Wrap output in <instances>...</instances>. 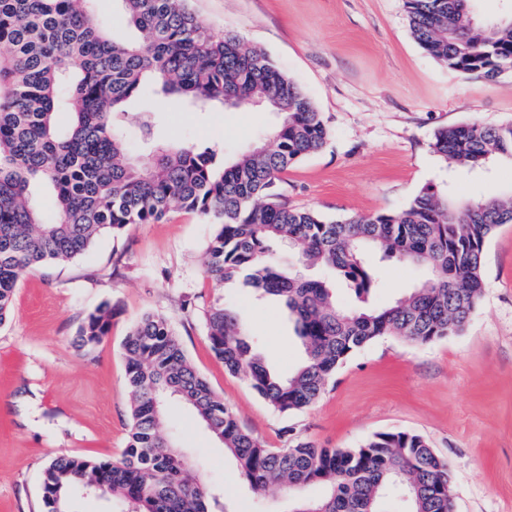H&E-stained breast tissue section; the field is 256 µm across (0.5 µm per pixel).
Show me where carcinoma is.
<instances>
[{
	"instance_id": "obj_1",
	"label": "carcinoma",
	"mask_w": 512,
	"mask_h": 512,
	"mask_svg": "<svg viewBox=\"0 0 512 512\" xmlns=\"http://www.w3.org/2000/svg\"><path fill=\"white\" fill-rule=\"evenodd\" d=\"M93 0H0V325L10 317L22 275L42 263H69L100 234L161 221L170 205L212 220L206 277L243 284L284 303L305 358L291 375L271 371L222 302L204 316L214 356L244 372L276 412L315 404L336 372L370 343L396 336L429 344L462 333L484 293L486 241L512 224V193L463 200L426 185L403 210L327 220L288 205L277 182L318 152L328 128L304 89L234 32L215 34L187 0H120L129 40L102 25ZM472 0H406L409 30L448 69L496 81L512 69V20L482 23ZM151 96L194 106L260 105L279 117L249 152L227 162L211 146L146 138L131 150L123 121L130 104ZM432 151L458 169L512 160V124L445 126ZM294 244L301 264L350 288L360 305L336 307L325 282L283 271L270 244ZM426 268L430 275L384 307L366 304L377 287L367 253ZM112 307L88 313L78 331L90 350L110 335ZM131 394L127 447L119 460L57 456L43 470L41 512H73L84 494L110 497L127 512H215L209 485L191 474L166 425L175 397L220 441L255 493L272 485L298 492L325 486L291 512H381L402 492L409 512H453L454 474L421 435L380 432L356 448L296 439L270 448L240 422L188 360L170 320L144 314L124 345Z\"/></svg>"
}]
</instances>
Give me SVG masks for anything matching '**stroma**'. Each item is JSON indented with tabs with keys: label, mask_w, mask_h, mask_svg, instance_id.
Segmentation results:
<instances>
[{
	"label": "stroma",
	"mask_w": 512,
	"mask_h": 512,
	"mask_svg": "<svg viewBox=\"0 0 512 512\" xmlns=\"http://www.w3.org/2000/svg\"><path fill=\"white\" fill-rule=\"evenodd\" d=\"M189 7L216 33L234 31L263 50L322 113L325 146L283 177L290 205L339 219L401 211L429 184L474 200L512 188L510 160L460 172L430 149L442 126L512 123V72L490 83L448 70L413 39L405 0H189ZM275 122L252 108L200 109L172 99L157 135L214 146L230 159ZM213 230L175 206L160 223L104 233L75 261L23 275L0 326V512H40L42 471L54 457L120 458L130 406L123 343L148 311L169 317L194 367L268 446L293 436L353 448L379 432L416 433L456 475L455 512H512V224L485 245L486 288L463 333L425 345L378 339L340 368L313 406L289 416L209 348L203 315L220 297L271 370L291 374L304 358L283 304L242 283L218 287L206 278ZM427 275L384 262L369 302L387 305ZM104 303L114 314L109 338L78 349L83 318ZM169 423L229 512H286L287 489L254 496L191 409L172 403Z\"/></svg>",
	"instance_id": "stroma-1"
}]
</instances>
